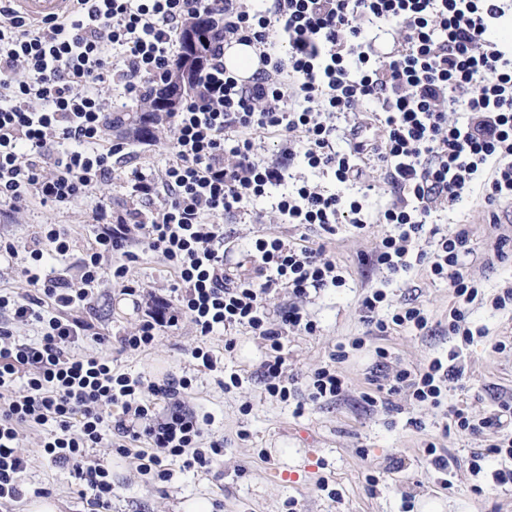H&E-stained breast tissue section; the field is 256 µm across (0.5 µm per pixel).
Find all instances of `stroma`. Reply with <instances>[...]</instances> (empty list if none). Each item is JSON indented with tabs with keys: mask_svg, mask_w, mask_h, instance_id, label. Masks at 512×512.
<instances>
[{
	"mask_svg": "<svg viewBox=\"0 0 512 512\" xmlns=\"http://www.w3.org/2000/svg\"><path fill=\"white\" fill-rule=\"evenodd\" d=\"M105 138L122 143L124 150L112 159L111 180L78 205L60 209L35 201L18 213L0 208V235L11 238L18 249L12 266L0 268V289L20 288L18 273L43 224L70 225L73 246L59 268L68 277H78V262L98 231L93 213L99 201L111 200L113 211L122 212L131 198L132 169H163L173 142L166 135L124 141L112 127ZM295 169L329 190L365 199L367 228L360 231L347 224L336 228L335 258L344 269L345 285L324 289L303 303L320 327L318 335L292 333L285 341L289 371L307 374L327 360L337 343L365 338V346L351 351L340 366L349 382L346 396L306 402L302 415H295L294 403L279 402L265 392L258 369L266 348L243 329L235 333L236 347L227 363L243 383L231 390L225 389L222 373L205 370L193 358L200 338L190 323L163 329L152 350L118 351V336L131 331L145 315L142 295L169 296L176 281L174 271L157 253L138 244L134 250L139 259L130 264L127 279L140 288V295L128 296L115 285L103 283L98 290L99 335L88 338L82 348L90 353L111 352L117 370L141 377L147 384L167 377L189 378L184 402L197 414L212 416L209 436L223 441L224 456L206 471L175 465L171 479L163 482L138 473L130 458L113 448L92 449V456L111 469L115 488L110 507L102 509L79 497L68 469L41 455V433L26 431L19 441L31 459L22 476L25 492L48 489L65 501V512H183L184 503L195 498L207 499L211 512H288L292 499L298 501L301 512H407L403 509L407 501L413 504L408 512H512V485L481 483L470 467L472 452L497 441L499 432L475 435L447 428L449 407L457 405L482 415L495 410L498 396L512 395V352L493 348L496 341H512V311H496L478 302L470 305L473 327L486 335L459 346L445 331L455 302L447 282L432 279L424 266L417 265L389 283L381 270L362 262L388 232L378 221L380 210L390 201L383 171L367 166L362 180L344 185L306 170L300 161ZM507 210L504 204L487 207L478 186L454 211L433 215L442 231L468 230L473 252L464 260V271L489 296L512 288V259L497 256L499 243L512 239V223L503 221ZM223 225L232 246L228 258L235 265L248 263L252 246L260 238L296 241L303 235L312 240L323 236L315 226L283 223L268 197L253 200L247 214L224 216ZM371 288L385 289L392 301L406 299L422 305L430 317L431 332L398 329L381 338L368 335L358 305ZM378 346L390 352L387 370L391 373L423 367L432 358L460 349L465 376L449 384L436 407L415 406L405 392L392 395L393 411L367 406L361 395L370 389ZM431 442L453 460L451 487L442 486L427 461L424 449ZM372 475L377 485L369 484ZM322 479L338 491V498L318 491Z\"/></svg>",
	"mask_w": 512,
	"mask_h": 512,
	"instance_id": "stroma-1",
	"label": "stroma"
}]
</instances>
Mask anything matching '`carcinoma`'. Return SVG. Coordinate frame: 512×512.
<instances>
[{"mask_svg": "<svg viewBox=\"0 0 512 512\" xmlns=\"http://www.w3.org/2000/svg\"><path fill=\"white\" fill-rule=\"evenodd\" d=\"M188 28L200 31L202 40L198 48L192 51L188 46H183V51L178 61L168 73L166 86L159 90H149L146 94L143 110L128 112L124 116L112 121L115 127L124 128V133L137 140L155 139L160 134L172 130L171 114L173 109L160 104L167 91V87L179 82H187L189 88H194L201 67V57L208 39L211 37L212 25L205 18H198L188 23Z\"/></svg>", "mask_w": 512, "mask_h": 512, "instance_id": "obj_1", "label": "carcinoma"}]
</instances>
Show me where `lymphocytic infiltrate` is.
Listing matches in <instances>:
<instances>
[{"label": "lymphocytic infiltrate", "mask_w": 512, "mask_h": 512, "mask_svg": "<svg viewBox=\"0 0 512 512\" xmlns=\"http://www.w3.org/2000/svg\"><path fill=\"white\" fill-rule=\"evenodd\" d=\"M504 13V0H272L263 11L247 0H75L72 15L32 24L0 0V205L16 212L34 200L74 206L108 181L122 146L103 143L112 110L99 87L115 83L142 97L175 65L172 47L185 25L197 17L215 23L196 87L173 115L171 161L158 173H133L136 199L151 206L149 222L137 209L116 215L100 203L93 219L101 229L76 282L44 270L69 253V228L41 225L21 271L25 291L0 294V506L23 496L20 476L30 458L18 441L26 429L43 431V454L69 469L80 495L99 507L112 500V472L90 454L102 444L114 443L133 456L138 473L162 481L174 462L206 469L223 457V441H203L208 418L188 411L181 398L190 379L146 385L115 370L110 354L81 350L96 333L99 285L110 281L136 294L125 282L136 241L159 253L178 281L172 298H157L120 337L121 350L153 349L161 327L186 320L203 338L227 332L229 354L236 347L231 331L244 328L267 346L259 371L269 396L287 402L303 388L314 402L345 393L337 365L363 338L337 344L310 374L286 371L288 333L319 330L303 299L346 282L327 243L259 239L251 273L224 264L220 217L244 212L251 199L288 181L292 191L274 204L284 223L330 235L340 224L365 229L362 199L294 178L295 158L340 184L357 180L369 159L385 171L392 199L379 220L389 232L370 264L391 279L423 265L447 281L455 297L448 334L472 343L467 307L481 291L462 270L471 239L463 228L440 232L431 216L454 209L478 184L487 205L512 201V51L490 38ZM377 24L401 32L385 56L369 36ZM230 39L259 49L261 67L249 84L224 67ZM276 40L286 54L271 53ZM369 103L376 109L351 126L349 148H336L333 117ZM268 129L285 143L276 163L254 154V132ZM428 238L429 251L420 246ZM112 255L116 263L106 264ZM283 291L291 304L270 311L269 298ZM387 303L379 288L362 297L359 316L370 333L428 329L420 305L388 313ZM30 322L40 327L39 342L14 334L15 324ZM464 372L455 353L417 371L382 370L363 399L373 405L405 390L417 406H437ZM141 440L147 448L131 452L130 443Z\"/></svg>", "instance_id": "1"}]
</instances>
